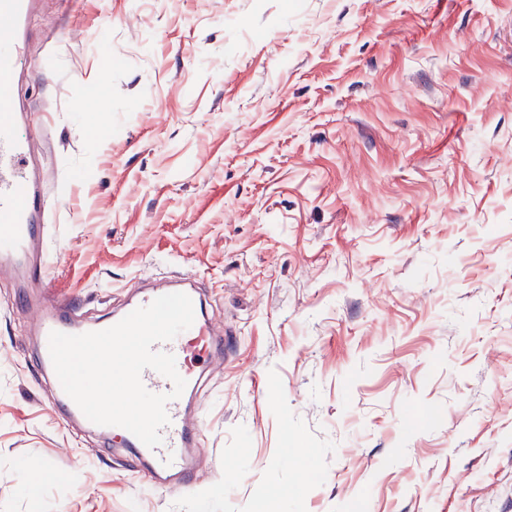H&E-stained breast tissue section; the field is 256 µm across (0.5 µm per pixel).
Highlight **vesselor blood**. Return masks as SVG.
I'll return each mask as SVG.
<instances>
[{
  "mask_svg": "<svg viewBox=\"0 0 512 512\" xmlns=\"http://www.w3.org/2000/svg\"><path fill=\"white\" fill-rule=\"evenodd\" d=\"M34 0H0V267L10 268L24 286L18 300L30 315V327L42 348L40 368L53 384L56 406L74 418L83 413L66 394L55 373L49 346L51 332L78 335L112 327L110 319L84 321L70 299L51 293L49 269L52 254L47 247L45 215L51 206L44 187V172L35 162V144L28 133L31 115L19 111L9 91L12 78L27 64V15ZM179 292L192 301L193 325L156 351L172 354L186 386L181 397L166 405L170 422L162 428L163 442L148 448L135 435L119 426L108 427L113 441L135 449L147 462L151 479L172 474L176 489H188L192 474L189 449L199 447L197 427L187 413L188 398L202 388L208 368L224 351V338L211 317L205 316L196 282L176 285H146L127 303V311L149 305L155 298Z\"/></svg>",
  "mask_w": 512,
  "mask_h": 512,
  "instance_id": "obj_1",
  "label": "vessel or blood"
}]
</instances>
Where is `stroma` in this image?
<instances>
[{"instance_id":"1","label":"stroma","mask_w":512,"mask_h":512,"mask_svg":"<svg viewBox=\"0 0 512 512\" xmlns=\"http://www.w3.org/2000/svg\"><path fill=\"white\" fill-rule=\"evenodd\" d=\"M50 284L193 275L196 484L67 423L0 270V512H512V0H36Z\"/></svg>"}]
</instances>
